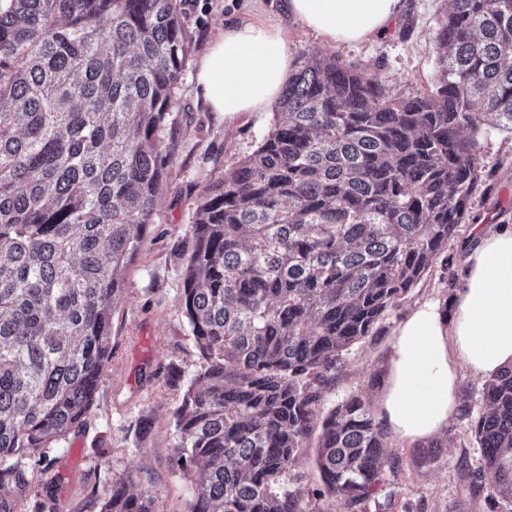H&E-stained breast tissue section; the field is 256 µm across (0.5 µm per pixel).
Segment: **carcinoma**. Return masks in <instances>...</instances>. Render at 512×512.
Listing matches in <instances>:
<instances>
[{"mask_svg": "<svg viewBox=\"0 0 512 512\" xmlns=\"http://www.w3.org/2000/svg\"><path fill=\"white\" fill-rule=\"evenodd\" d=\"M431 89L402 98L334 54L292 72L257 150L197 205L184 316L207 362L175 413L189 512H304L280 478L320 428L326 493L374 494L388 433L362 397L322 412L343 353L432 275L485 130L512 132V0H448ZM181 0H0V512L48 477L112 358L111 316L172 164L158 131L188 54ZM471 421L512 501V367ZM99 512H157L113 483Z\"/></svg>", "mask_w": 512, "mask_h": 512, "instance_id": "carcinoma-1", "label": "carcinoma"}]
</instances>
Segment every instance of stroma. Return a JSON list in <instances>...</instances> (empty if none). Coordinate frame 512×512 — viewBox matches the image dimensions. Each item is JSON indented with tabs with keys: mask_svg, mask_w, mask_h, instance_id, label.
I'll use <instances>...</instances> for the list:
<instances>
[{
	"mask_svg": "<svg viewBox=\"0 0 512 512\" xmlns=\"http://www.w3.org/2000/svg\"><path fill=\"white\" fill-rule=\"evenodd\" d=\"M445 0H403L400 17L385 34L352 45H331L304 26L280 15L272 0H181L189 55L171 114L159 136L173 164L159 195L151 224L135 261L124 275L125 292L112 310V360L85 426L49 450L61 484L58 512H93L88 498L107 500L112 482L131 481L132 492L148 491L158 512H186L193 482L172 460L178 441L174 413L182 385L168 378L177 367L184 383L197 378L204 361L184 316V269L191 249L190 226L209 185L223 179L258 147L274 121L273 111L256 112L232 123L207 111L194 93L196 63L225 23L256 18L284 25L292 57L336 54L364 70L395 96L409 97L430 87L439 54L437 32ZM475 164L485 179L476 188L464 224L448 241V265L413 289L385 321V335L369 338L346 354L336 383L324 393L325 409L353 394L376 403L374 374L384 369L398 324L427 303L447 304L453 296L466 246L477 224L512 220V133L491 130L480 141ZM482 377L462 372L459 399L469 416H456L434 459L421 461L412 443L389 438L387 454L397 457V472L386 473L377 493L357 512H512L491 482L473 492L460 482L461 467L478 470L483 450L470 421L483 411ZM149 421L147 434L137 432ZM314 447L304 448L282 483L298 491L305 512H349L344 503L321 495Z\"/></svg>",
	"mask_w": 512,
	"mask_h": 512,
	"instance_id": "35a3bbf8",
	"label": "stroma"
}]
</instances>
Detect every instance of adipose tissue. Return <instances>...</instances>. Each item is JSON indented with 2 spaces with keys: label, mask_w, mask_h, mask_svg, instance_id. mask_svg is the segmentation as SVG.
<instances>
[{
  "label": "adipose tissue",
  "mask_w": 512,
  "mask_h": 512,
  "mask_svg": "<svg viewBox=\"0 0 512 512\" xmlns=\"http://www.w3.org/2000/svg\"><path fill=\"white\" fill-rule=\"evenodd\" d=\"M289 15L329 43L383 34L401 0H284ZM286 30L260 21L225 27L200 59L196 92L227 122L266 111L292 70ZM512 364V224L478 229L448 306L415 309L395 332L379 394L388 432L410 442L441 436L459 407L461 371L489 377Z\"/></svg>",
  "instance_id": "adipose-tissue-1"
}]
</instances>
